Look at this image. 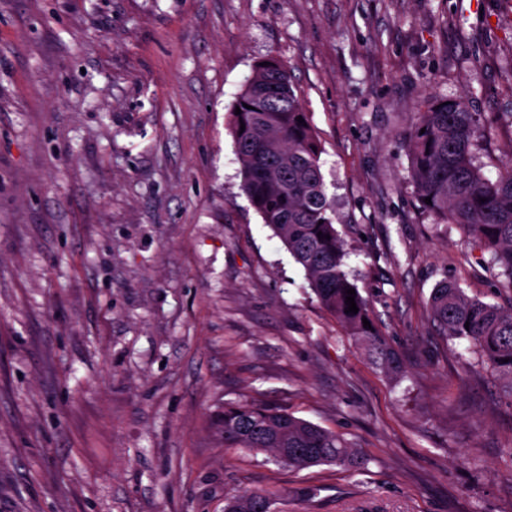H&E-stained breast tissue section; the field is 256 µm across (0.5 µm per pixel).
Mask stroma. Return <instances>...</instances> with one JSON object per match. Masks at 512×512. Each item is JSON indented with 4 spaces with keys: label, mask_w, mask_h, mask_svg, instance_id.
I'll return each instance as SVG.
<instances>
[{
    "label": "stroma",
    "mask_w": 512,
    "mask_h": 512,
    "mask_svg": "<svg viewBox=\"0 0 512 512\" xmlns=\"http://www.w3.org/2000/svg\"><path fill=\"white\" fill-rule=\"evenodd\" d=\"M279 58L310 114L388 375L241 189L230 108ZM463 101L512 164V0H0V512H512V399L433 289L512 305L489 253L423 213L405 144ZM359 448L300 471L225 447V404ZM225 503L224 512H272V497L260 492L236 494Z\"/></svg>",
    "instance_id": "35a3bbf8"
}]
</instances>
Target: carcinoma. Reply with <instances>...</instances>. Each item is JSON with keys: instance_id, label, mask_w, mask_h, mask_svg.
Masks as SVG:
<instances>
[{"instance_id": "cac0c4a2", "label": "carcinoma", "mask_w": 512, "mask_h": 512, "mask_svg": "<svg viewBox=\"0 0 512 512\" xmlns=\"http://www.w3.org/2000/svg\"><path fill=\"white\" fill-rule=\"evenodd\" d=\"M256 63L235 97L231 134L241 166L242 191L305 270L320 304L366 346L392 376L404 374L399 354L387 345L371 319L367 303L355 293L357 313L345 309L346 290L356 288L346 271V251L333 222L320 158L321 146L284 65L274 57ZM302 117L300 124L297 117ZM245 129H240V126ZM481 118L461 102L435 101L417 113L406 144L408 180L423 212L465 229L491 253L512 288V166L494 181L476 164L482 137ZM431 203H425V198ZM431 313L440 334L466 339L470 350L496 370L512 399V305L502 307L469 298L459 286L444 282L431 295ZM224 446L267 453L276 461L288 455V467L318 465L359 469L361 453L339 434L286 411L256 404H229L215 419ZM272 497L241 493L225 500L224 512H272Z\"/></svg>"}]
</instances>
